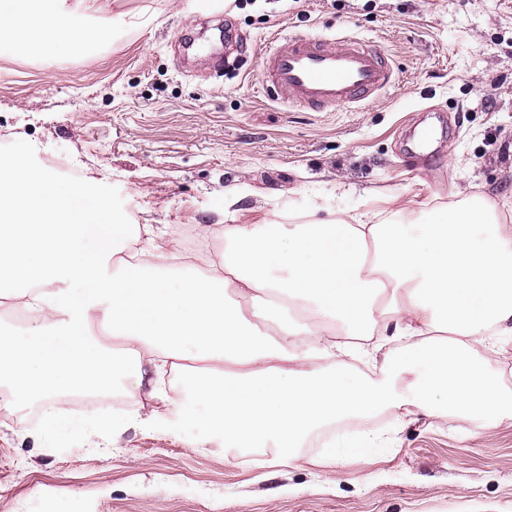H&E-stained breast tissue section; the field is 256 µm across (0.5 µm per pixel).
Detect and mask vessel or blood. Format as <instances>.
<instances>
[{"label":"vessel or blood","instance_id":"b4317fda","mask_svg":"<svg viewBox=\"0 0 512 512\" xmlns=\"http://www.w3.org/2000/svg\"><path fill=\"white\" fill-rule=\"evenodd\" d=\"M261 66L271 99L312 112L369 105L395 82L387 52L353 36L284 37Z\"/></svg>","mask_w":512,"mask_h":512}]
</instances>
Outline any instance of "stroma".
I'll return each instance as SVG.
<instances>
[{
  "instance_id": "1",
  "label": "stroma",
  "mask_w": 512,
  "mask_h": 512,
  "mask_svg": "<svg viewBox=\"0 0 512 512\" xmlns=\"http://www.w3.org/2000/svg\"><path fill=\"white\" fill-rule=\"evenodd\" d=\"M92 53H0V160L74 168L112 213L168 228L394 213L473 194L512 225V0H107ZM381 45L395 84L365 109L307 112L261 90L274 34ZM52 433L0 389V512H512V418L475 433L388 408L377 454L225 453L137 391ZM128 422L112 433L107 420Z\"/></svg>"
}]
</instances>
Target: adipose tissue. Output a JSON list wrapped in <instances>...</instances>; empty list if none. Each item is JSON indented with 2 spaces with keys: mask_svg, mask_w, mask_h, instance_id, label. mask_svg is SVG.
<instances>
[{
  "mask_svg": "<svg viewBox=\"0 0 512 512\" xmlns=\"http://www.w3.org/2000/svg\"><path fill=\"white\" fill-rule=\"evenodd\" d=\"M105 32L66 0H0V43L21 50L98 45ZM222 253H189L150 224L112 216L86 185H65L19 161L0 163V298L34 327L0 332V382L17 402L148 387L155 417L224 436L225 447L292 456L321 423L388 407L415 408L482 429L512 411L478 350L512 334V226L489 198L406 220L337 214L260 229L200 224ZM344 323L351 341L329 337ZM413 339L427 372L403 384L394 360L356 381L346 357L375 358L388 338ZM197 363L183 398L169 397L174 362Z\"/></svg>",
  "mask_w": 512,
  "mask_h": 512,
  "instance_id": "obj_1",
  "label": "adipose tissue"
}]
</instances>
